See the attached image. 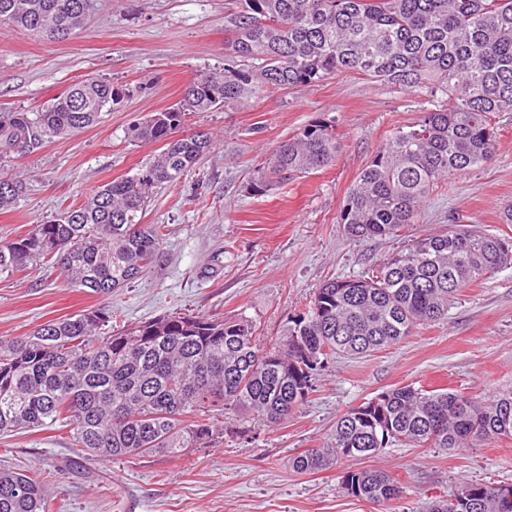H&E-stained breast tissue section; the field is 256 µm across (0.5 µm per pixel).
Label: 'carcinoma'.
Instances as JSON below:
<instances>
[{"instance_id":"obj_1","label":"carcinoma","mask_w":512,"mask_h":512,"mask_svg":"<svg viewBox=\"0 0 512 512\" xmlns=\"http://www.w3.org/2000/svg\"><path fill=\"white\" fill-rule=\"evenodd\" d=\"M225 16L236 67L201 75L174 106L129 127L135 143L164 150L131 176L0 242V279L38 264L58 266L67 286L96 295L126 288L163 263L165 224H143L157 190L176 184L211 149L204 132L177 135L185 116L209 112L270 90L314 85L340 74L401 89L425 88L433 108L396 128L359 174L341 210L345 234L393 237L419 223L421 210L448 176L494 157L498 112H512V0H234ZM89 0H0V25L44 40L84 29ZM109 80L76 83L42 110L0 111V160L34 151L45 139L73 135L128 96ZM336 157L332 126L317 122L263 163L251 192L308 174ZM21 179L0 175V211L25 195ZM512 265V242L452 224L410 240L369 277L335 278L264 346L253 321L171 313L108 336L116 316L89 308L0 339V434L71 428L88 461L179 457L224 438L220 417L238 410L283 421L314 390L325 364L396 344L439 320L451 298ZM350 407L328 437L291 458L298 473L349 464L341 489L379 505L403 497L382 470L352 463L389 445L463 448L512 439V389L487 400L408 384ZM45 471L0 468V512H53ZM512 486L456 485L431 512H512Z\"/></svg>"}]
</instances>
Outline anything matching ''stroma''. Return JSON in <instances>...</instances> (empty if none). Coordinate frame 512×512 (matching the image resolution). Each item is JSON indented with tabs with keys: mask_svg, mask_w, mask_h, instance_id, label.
Here are the masks:
<instances>
[{
	"mask_svg": "<svg viewBox=\"0 0 512 512\" xmlns=\"http://www.w3.org/2000/svg\"><path fill=\"white\" fill-rule=\"evenodd\" d=\"M229 6L94 0L87 28L53 43L0 27V111L40 109L87 79L130 89L97 125L0 163V174L28 187L15 208L0 213V241L133 175L162 152L158 142H130L127 130L177 102L194 78L223 72ZM428 107L425 90L341 75L189 115L185 132L208 133L214 147L181 182L159 189L142 214V223L169 227L161 269L109 296L68 288L60 271L47 267L0 279V337L25 336L96 307L112 310L121 325L176 310L245 316L269 345L329 279L371 275L406 240L443 232L456 220L512 239V224L503 221L512 210V112L495 119L494 162L450 176L429 197L420 223L393 238L345 234L339 216L356 177L396 127L416 122ZM315 122L335 128V162L266 193L250 192L262 162ZM406 384L480 398L512 387V265L463 289L445 318L402 342L330 361L283 423L231 413L213 447L93 464L72 447L69 428L56 424L0 435V466L54 472L56 512H429L460 482L512 485V439L448 452L384 449L364 467L390 471L406 489L385 506L344 493L338 471L292 470L291 456L316 445L340 413Z\"/></svg>",
	"mask_w": 512,
	"mask_h": 512,
	"instance_id": "1",
	"label": "stroma"
}]
</instances>
